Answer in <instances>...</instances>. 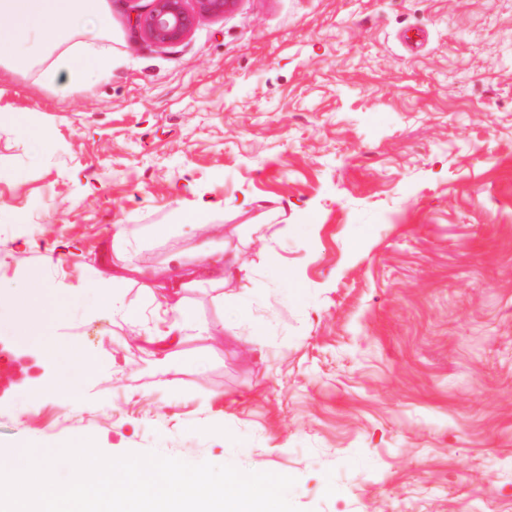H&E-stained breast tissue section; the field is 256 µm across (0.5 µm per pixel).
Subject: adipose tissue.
<instances>
[{"instance_id":"1","label":"adipose tissue","mask_w":512,"mask_h":512,"mask_svg":"<svg viewBox=\"0 0 512 512\" xmlns=\"http://www.w3.org/2000/svg\"><path fill=\"white\" fill-rule=\"evenodd\" d=\"M109 20L103 0H0V69L42 67L48 81L67 71L69 92L83 90L88 73H107L100 51Z\"/></svg>"}]
</instances>
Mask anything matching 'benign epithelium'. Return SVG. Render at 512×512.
<instances>
[{
  "label": "benign epithelium",
  "mask_w": 512,
  "mask_h": 512,
  "mask_svg": "<svg viewBox=\"0 0 512 512\" xmlns=\"http://www.w3.org/2000/svg\"><path fill=\"white\" fill-rule=\"evenodd\" d=\"M194 2L188 8V2ZM234 0H150L146 10L135 9L131 28L158 46L182 41L203 16L224 14Z\"/></svg>",
  "instance_id": "obj_1"
}]
</instances>
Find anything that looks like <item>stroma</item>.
<instances>
[{
  "instance_id": "1",
  "label": "stroma",
  "mask_w": 512,
  "mask_h": 512,
  "mask_svg": "<svg viewBox=\"0 0 512 512\" xmlns=\"http://www.w3.org/2000/svg\"><path fill=\"white\" fill-rule=\"evenodd\" d=\"M104 8L82 92L0 70V288L53 285L0 332V458L91 438L293 477L299 512H512V0H236L163 47ZM200 198L246 270L160 342ZM12 318L14 324L32 326L39 321L40 313L30 299L18 298L13 304ZM89 368L90 363L84 357V355L78 349L73 350L71 354V371L73 377L66 384H57L51 386V388L49 389V393L54 395H60L75 392L78 387L79 376H81Z\"/></svg>"
}]
</instances>
